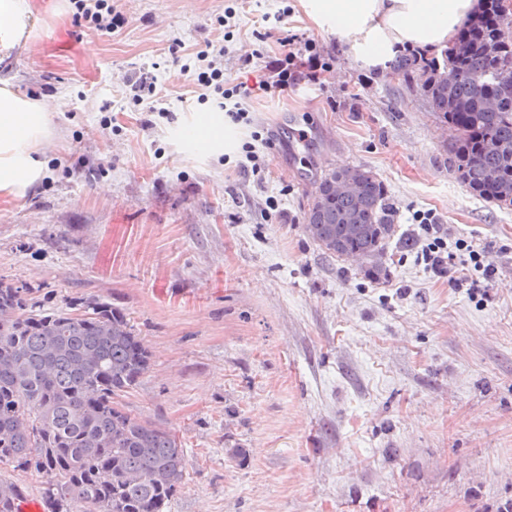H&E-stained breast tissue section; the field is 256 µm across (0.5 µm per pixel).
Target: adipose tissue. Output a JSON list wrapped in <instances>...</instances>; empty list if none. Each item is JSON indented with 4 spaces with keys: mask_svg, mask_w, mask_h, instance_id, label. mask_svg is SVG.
<instances>
[{
    "mask_svg": "<svg viewBox=\"0 0 512 512\" xmlns=\"http://www.w3.org/2000/svg\"><path fill=\"white\" fill-rule=\"evenodd\" d=\"M307 14L345 38L369 65L395 47L439 48L478 9L479 0H305ZM33 16L31 0H0V46H13ZM53 135L46 106L0 86V197H25L44 179L43 144Z\"/></svg>",
    "mask_w": 512,
    "mask_h": 512,
    "instance_id": "obj_1",
    "label": "adipose tissue"
}]
</instances>
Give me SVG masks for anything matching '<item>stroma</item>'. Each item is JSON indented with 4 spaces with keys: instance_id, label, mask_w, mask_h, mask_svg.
<instances>
[{
    "instance_id": "stroma-1",
    "label": "stroma",
    "mask_w": 512,
    "mask_h": 512,
    "mask_svg": "<svg viewBox=\"0 0 512 512\" xmlns=\"http://www.w3.org/2000/svg\"><path fill=\"white\" fill-rule=\"evenodd\" d=\"M117 3L109 34L74 25L70 0H36L0 62V81L52 102L54 131L38 189L0 199V280L126 314L152 363L125 409L185 450L167 512H496L512 499V207L473 196L448 163L453 129L301 0ZM290 34L331 68L264 93ZM209 42L253 89L261 176L237 166L252 126L225 124L206 152L184 137L215 111L181 71ZM143 75L170 118L130 102ZM346 167L396 208L375 282L305 231L317 182ZM417 210L489 250L488 301L403 248Z\"/></svg>"
}]
</instances>
